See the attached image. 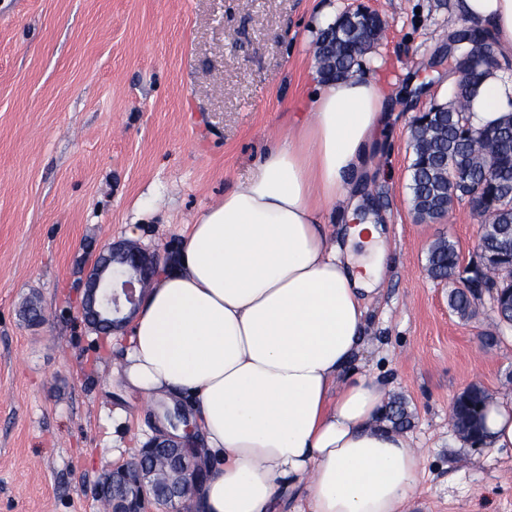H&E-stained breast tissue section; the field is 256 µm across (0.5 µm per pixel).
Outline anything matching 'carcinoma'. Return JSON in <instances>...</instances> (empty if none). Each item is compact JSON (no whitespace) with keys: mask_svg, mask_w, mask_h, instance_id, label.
<instances>
[{"mask_svg":"<svg viewBox=\"0 0 512 512\" xmlns=\"http://www.w3.org/2000/svg\"><path fill=\"white\" fill-rule=\"evenodd\" d=\"M457 68L468 71V87L453 91L434 115L413 123L410 145L414 159L410 166L411 202L415 218L436 222L449 213L454 201L480 191L488 208L482 217V238L486 248L512 258V116L482 129L470 120V102L484 80L493 75L485 68L486 54L495 51L492 38L483 30L461 36ZM319 74L325 78H347L360 70L364 51L355 48L353 37L343 24L328 35L321 32L314 45ZM468 172L465 184L451 185L459 168ZM459 266L456 245L443 237L429 249L427 272L434 280L455 281ZM448 306L462 317L473 313V297L462 288L448 293ZM493 395L478 385L465 390L452 404L456 430L468 429L483 418ZM387 419L395 426L409 423L400 400L389 404Z\"/></svg>","mask_w":512,"mask_h":512,"instance_id":"obj_1","label":"carcinoma"}]
</instances>
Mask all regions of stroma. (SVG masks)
<instances>
[{
    "label": "stroma",
    "instance_id": "1",
    "mask_svg": "<svg viewBox=\"0 0 512 512\" xmlns=\"http://www.w3.org/2000/svg\"><path fill=\"white\" fill-rule=\"evenodd\" d=\"M456 0H0V512H102L95 493L154 433L153 410L80 314L104 245L172 258L184 225L223 199L288 133L317 64L321 14L366 6L385 22L363 59L399 106L366 185L391 260L368 305L361 373L391 383L421 452L409 512H512V448H476L450 406L479 384L512 400V327L490 296L474 317L429 277L431 244L476 258L468 200L414 217L410 126L447 100ZM42 321L29 322L30 304ZM493 347H484L486 335Z\"/></svg>",
    "mask_w": 512,
    "mask_h": 512
}]
</instances>
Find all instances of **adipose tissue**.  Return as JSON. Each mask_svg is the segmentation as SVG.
Returning <instances> with one entry per match:
<instances>
[{
  "label": "adipose tissue",
  "instance_id": "1",
  "mask_svg": "<svg viewBox=\"0 0 512 512\" xmlns=\"http://www.w3.org/2000/svg\"><path fill=\"white\" fill-rule=\"evenodd\" d=\"M512 54V0H458ZM392 103L376 77L314 79L286 136L247 180L185 225L130 327L119 373L149 400L191 395L208 477L200 512H270L284 488L298 512H406L421 456L382 419L390 384L355 369L369 295L390 257L363 216ZM512 114V81L488 77L471 103L482 127ZM373 248L358 263L343 243ZM487 445L512 447V400L486 410Z\"/></svg>",
  "mask_w": 512,
  "mask_h": 512
}]
</instances>
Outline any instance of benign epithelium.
Returning a JSON list of instances; mask_svg holds the SVG:
<instances>
[{"label": "benign epithelium", "mask_w": 512, "mask_h": 512, "mask_svg": "<svg viewBox=\"0 0 512 512\" xmlns=\"http://www.w3.org/2000/svg\"><path fill=\"white\" fill-rule=\"evenodd\" d=\"M160 264V256L129 241H116L99 254V262L84 283L85 320L106 331L116 332L124 327L136 312L140 296L137 288H145L154 277ZM512 275V262H502L477 247L476 260L468 266L458 268L457 283L468 289L472 296L480 298L485 292L493 297L498 314L512 313V288L508 293L488 282L489 270ZM164 418L173 428L185 424V432L191 433L185 410L178 405L174 410H165ZM159 448H177L175 463L181 471L180 483L172 486H155L149 479L146 464L121 465L112 469L97 484L96 493L109 501L111 512H144L143 505L150 501L164 507L165 512H183L185 501L192 495L199 482L198 457L189 453L180 438L164 428L155 427L152 438L142 448L144 453L155 454Z\"/></svg>", "instance_id": "benign-epithelium-1"}]
</instances>
